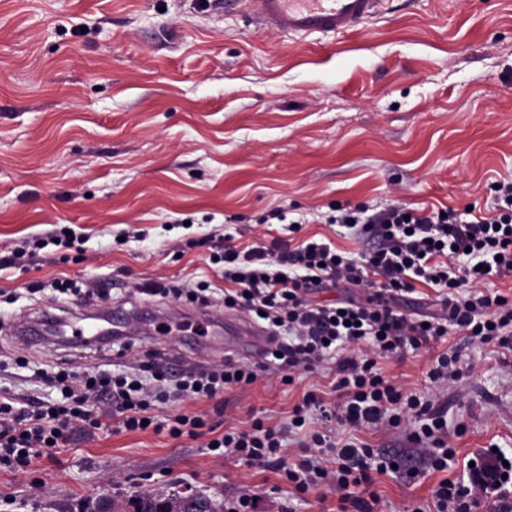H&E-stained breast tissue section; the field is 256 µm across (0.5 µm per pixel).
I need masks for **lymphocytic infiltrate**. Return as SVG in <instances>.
<instances>
[{
	"label": "lymphocytic infiltrate",
	"mask_w": 512,
	"mask_h": 512,
	"mask_svg": "<svg viewBox=\"0 0 512 512\" xmlns=\"http://www.w3.org/2000/svg\"><path fill=\"white\" fill-rule=\"evenodd\" d=\"M493 190L484 216L450 207L423 214L399 205L376 212L365 206L341 209L331 223L368 243L356 258L322 240L291 246L288 236L298 232L299 223L287 221L280 210L273 217L283 222L285 237L217 252L229 285L225 307L246 312L284 337L271 352L280 369L312 372L324 359L336 358L337 401L330 405L307 391L287 423L270 427L254 419L250 428L210 439L209 450L283 474L299 496L327 486L336 495V512H378L375 478L404 468L406 456L338 438L344 427L369 426L404 434L427 468L441 473L433 492L435 512H472L493 490V512H512V468L504 466L503 456L476 455L464 477H447L456 451L448 446L446 407L406 391L378 365L407 348L441 341L452 328L465 340L512 352V296L482 290L488 278L512 276V180L495 182ZM419 283L442 295L444 315L412 317L391 307L397 293L414 292ZM312 288H365L369 295L361 302L322 305L307 298ZM256 379L252 366L232 361L173 377L159 363L117 374L58 369L49 381L60 390L59 401L20 403L0 395V465L19 472L35 460L55 459L77 428L87 426L117 434L150 428L175 438L198 437L202 416L182 414L164 422L155 410L173 398L212 399ZM312 419L319 430L304 433ZM293 438L301 454L290 464L283 452Z\"/></svg>",
	"instance_id": "1"
}]
</instances>
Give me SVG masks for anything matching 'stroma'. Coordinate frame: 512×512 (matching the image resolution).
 <instances>
[{
    "label": "stroma",
    "mask_w": 512,
    "mask_h": 512,
    "mask_svg": "<svg viewBox=\"0 0 512 512\" xmlns=\"http://www.w3.org/2000/svg\"><path fill=\"white\" fill-rule=\"evenodd\" d=\"M385 15L336 37L258 33L200 0H0V252L69 227L71 247L47 246L0 270V390L56 397L34 376L66 367L118 372L159 355L176 369L227 360L221 329L193 305L134 293L137 283L224 280L208 257L224 242H271L284 210L305 218L294 234L360 253L325 218L340 207L486 209L493 182L512 178V0H389ZM92 283L106 296L55 300L51 282ZM149 304L148 334L82 347L34 343L16 321L71 318ZM446 348L383 363L422 396ZM477 371L450 387L454 478L476 451L512 457V353L463 345ZM28 367L16 366V359ZM336 361L288 385L260 372L224 393L163 405L224 431L249 416L287 421L306 390L326 391ZM59 462L0 469V512H83L101 494L201 490L249 512H330L334 496L296 498L287 481L237 458H216L205 438L153 431L76 433ZM440 473L379 477L380 512H431Z\"/></svg>",
    "instance_id": "35a3bbf8"
}]
</instances>
